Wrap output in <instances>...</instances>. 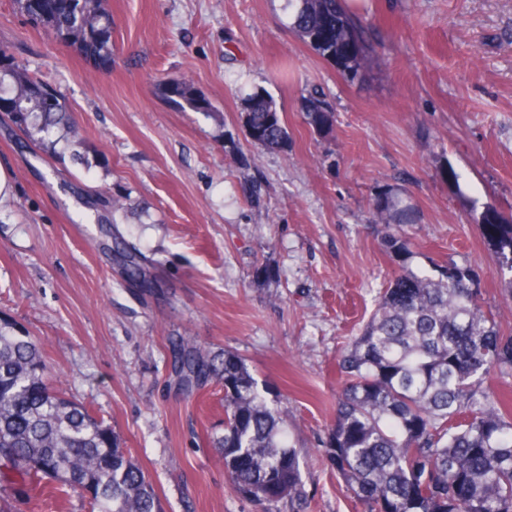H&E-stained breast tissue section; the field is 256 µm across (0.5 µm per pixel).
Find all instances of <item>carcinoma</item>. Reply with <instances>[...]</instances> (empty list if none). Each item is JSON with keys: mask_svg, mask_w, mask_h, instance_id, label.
Masks as SVG:
<instances>
[{"mask_svg": "<svg viewBox=\"0 0 512 512\" xmlns=\"http://www.w3.org/2000/svg\"><path fill=\"white\" fill-rule=\"evenodd\" d=\"M107 0H15L20 13L99 67L112 64ZM292 29L345 81L362 67L367 40L344 0H285ZM0 112L41 149L66 133L73 158L84 142L63 97L0 46ZM156 92L184 111L211 104L184 82L160 79ZM245 126L264 150L284 152L288 128L275 99L242 95ZM308 123L329 125L333 106L319 90L305 98ZM376 222L392 229L382 242L397 263L359 335L337 359L341 387L322 453L344 491L366 512H512V406L486 379L512 371V335L485 305L473 270L450 259L414 263L400 215L386 195L372 203ZM487 241L512 299V222L488 204ZM124 271L146 279L143 256L124 248ZM181 384L224 381V431L213 438L232 486L265 512L305 497L300 451L288 413L238 355H216L187 340L172 343ZM0 465L90 495V512H163L153 483L119 436L88 409L57 392L41 340L0 314Z\"/></svg>", "mask_w": 512, "mask_h": 512, "instance_id": "1", "label": "carcinoma"}]
</instances>
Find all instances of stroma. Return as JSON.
I'll use <instances>...</instances> for the list:
<instances>
[{"label": "stroma", "mask_w": 512, "mask_h": 512, "mask_svg": "<svg viewBox=\"0 0 512 512\" xmlns=\"http://www.w3.org/2000/svg\"><path fill=\"white\" fill-rule=\"evenodd\" d=\"M115 52L96 67L0 0V45L66 100L86 165L48 155L0 114V312L39 336L51 383L119 434L165 512H263L235 492L211 445L218 381L185 389L172 340L234 352L280 395L305 453L299 512H364L321 453L336 358L395 266L372 200L415 216L418 257L475 269L502 333L512 301L478 218L512 220V0H356L376 28L360 78L343 80L289 28L283 0H107ZM185 80L213 110L154 90ZM266 88L290 141L252 144L239 86ZM323 88L331 129L308 124ZM126 195L120 213L101 203ZM147 259L129 281L117 244ZM272 275L256 280L253 270ZM0 512H88L87 497L0 475Z\"/></svg>", "instance_id": "1"}]
</instances>
